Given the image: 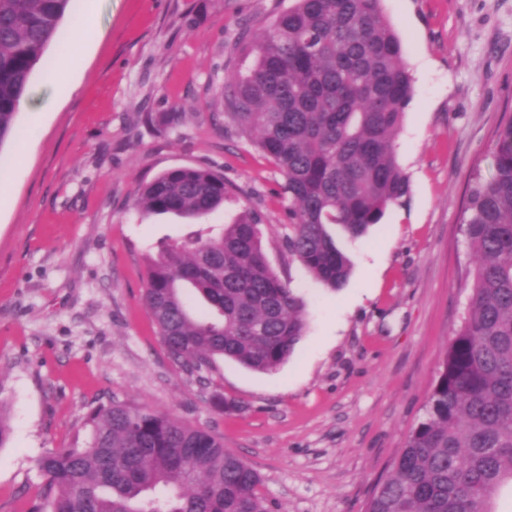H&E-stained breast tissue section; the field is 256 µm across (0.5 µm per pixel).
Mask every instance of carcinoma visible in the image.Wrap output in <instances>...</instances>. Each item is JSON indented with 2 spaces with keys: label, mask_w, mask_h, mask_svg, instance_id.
Returning <instances> with one entry per match:
<instances>
[{
  "label": "carcinoma",
  "mask_w": 512,
  "mask_h": 512,
  "mask_svg": "<svg viewBox=\"0 0 512 512\" xmlns=\"http://www.w3.org/2000/svg\"><path fill=\"white\" fill-rule=\"evenodd\" d=\"M71 0H0V147ZM250 66L224 83L227 123L258 134L288 197V251L331 288L350 263L328 226L353 238L401 203L409 183L396 137L412 97L402 41L382 0H293L262 38L239 39ZM230 192L224 174L182 166L139 186L153 214L199 220ZM464 234L473 294L421 420L365 512H494L512 487V119L495 135L491 172L473 176ZM194 295L209 309L197 317ZM146 308L191 374L218 357L271 372L293 353L306 316L270 268L260 218L169 243L149 258ZM84 447L50 448L28 512H272L260 478L224 441L175 416L110 401L89 413Z\"/></svg>",
  "instance_id": "obj_1"
}]
</instances>
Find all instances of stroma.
<instances>
[{
  "label": "stroma",
  "mask_w": 512,
  "mask_h": 512,
  "mask_svg": "<svg viewBox=\"0 0 512 512\" xmlns=\"http://www.w3.org/2000/svg\"><path fill=\"white\" fill-rule=\"evenodd\" d=\"M292 0H73L30 78L0 147V512H28L45 450L83 444L86 415L116 400L168 412L224 439L260 476L274 512H364L421 417L471 295L463 208L489 174L495 133L512 117V0H382L402 39L413 97L396 139L410 193L360 238L329 231L352 264L338 290L289 253L282 176L216 100L242 68L240 35L258 36ZM94 33L56 97L42 76L70 54L71 29ZM43 108L32 126L30 108ZM183 113L173 128L145 116ZM208 167L231 192L209 216L261 217L269 266L303 301L307 330L290 358L258 373L216 360L202 375L169 355L144 300L160 245L184 219L144 212L137 187L164 170ZM235 403L232 412L213 395Z\"/></svg>",
  "instance_id": "stroma-1"
}]
</instances>
